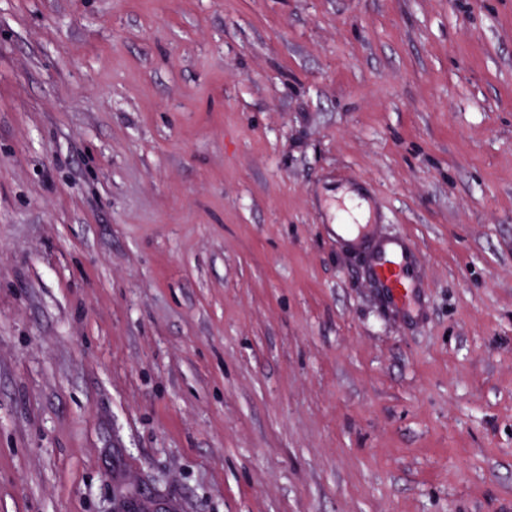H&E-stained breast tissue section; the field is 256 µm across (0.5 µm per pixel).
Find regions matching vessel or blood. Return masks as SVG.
I'll list each match as a JSON object with an SVG mask.
<instances>
[{"mask_svg": "<svg viewBox=\"0 0 512 512\" xmlns=\"http://www.w3.org/2000/svg\"><path fill=\"white\" fill-rule=\"evenodd\" d=\"M337 243L365 255V274L381 288L386 301L403 317L415 315L422 286L420 259L410 238L389 234L380 225L337 224Z\"/></svg>", "mask_w": 512, "mask_h": 512, "instance_id": "obj_1", "label": "vessel or blood"}]
</instances>
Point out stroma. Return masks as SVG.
Returning <instances> with one entry per match:
<instances>
[{
  "label": "stroma",
  "mask_w": 512,
  "mask_h": 512,
  "mask_svg": "<svg viewBox=\"0 0 512 512\" xmlns=\"http://www.w3.org/2000/svg\"><path fill=\"white\" fill-rule=\"evenodd\" d=\"M130 500L512 512V0H0V512ZM336 242L365 255V274L403 317L415 315L423 288L420 259L410 238L389 234L380 224H332Z\"/></svg>",
  "instance_id": "35a3bbf8"
}]
</instances>
